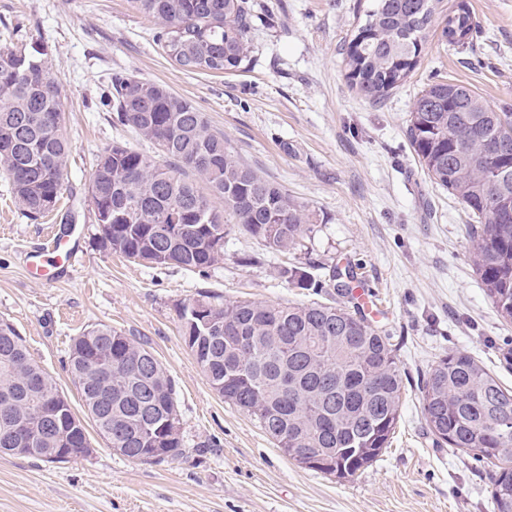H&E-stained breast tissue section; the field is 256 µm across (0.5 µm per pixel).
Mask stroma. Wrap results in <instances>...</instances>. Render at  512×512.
Segmentation results:
<instances>
[{
    "instance_id": "stroma-1",
    "label": "stroma",
    "mask_w": 512,
    "mask_h": 512,
    "mask_svg": "<svg viewBox=\"0 0 512 512\" xmlns=\"http://www.w3.org/2000/svg\"><path fill=\"white\" fill-rule=\"evenodd\" d=\"M462 1L478 26L470 48L429 38L407 83L373 102L351 88L341 65L371 0H256L267 21L249 34V63L230 74L177 65L132 0H0V47L47 53L73 145L58 214L28 218L0 173V317L78 414L81 395L65 368L73 338L106 324L148 341L175 381L182 435L181 455L159 462L128 459L94 431L92 453L67 463L0 455V512H490L491 468L436 447L417 390L453 349L512 387V368L499 360L500 348L512 346V324H502L470 265L468 211L431 184L405 134L415 97L434 80L466 83L493 105L512 103V0ZM117 73L191 102L224 134L235 161L314 211L313 258L356 266L366 294L348 307L392 334L405 389L390 447L355 479L285 455L254 417L211 388L184 343L177 307L204 292L316 301L279 277L277 256L237 230L223 262L203 272L99 250L87 195L96 156L115 143L155 151L112 112L108 86ZM67 213L83 262L53 282L29 270L25 256L43 250Z\"/></svg>"
}]
</instances>
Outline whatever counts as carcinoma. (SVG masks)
I'll return each instance as SVG.
<instances>
[{"label": "carcinoma", "mask_w": 512, "mask_h": 512, "mask_svg": "<svg viewBox=\"0 0 512 512\" xmlns=\"http://www.w3.org/2000/svg\"><path fill=\"white\" fill-rule=\"evenodd\" d=\"M159 26L158 39L181 67L202 73L242 68L250 53L253 0H133ZM438 0H374L357 24L342 63L350 86L378 100L416 69ZM475 23L460 6L440 38L469 47ZM116 119L154 142L161 158L116 143L98 157L88 184L99 246L129 259L203 272L224 260L233 228L270 252L292 254L315 230L307 206L236 163L224 135L165 85L114 77ZM63 91L45 53L0 49V169L22 211L36 220L54 210L71 151ZM407 138L425 175L465 205L472 219L469 260L498 316L512 323V105L493 106L471 86L427 85L416 98ZM194 178H189L187 172ZM315 262L280 267L289 284L311 291L325 281ZM337 294L352 296L353 269ZM184 342L210 386L255 417L279 448H318L336 479H352L388 447L404 389L390 337L341 302L223 301L201 293L180 304ZM149 360L146 378L133 365ZM68 370L87 416L117 453L161 461L180 453L173 379L148 343L99 324L75 337ZM165 392L147 404L152 387ZM112 403L99 402V390ZM421 413L436 443L493 466L512 457V388L465 350L435 362L418 385ZM56 401L55 430L23 441L0 421V449L52 461V449L89 455L87 429L56 382L31 358L22 337L0 319V412L34 422ZM147 407H142V404ZM492 512H512V474L496 475Z\"/></svg>", "instance_id": "1"}]
</instances>
